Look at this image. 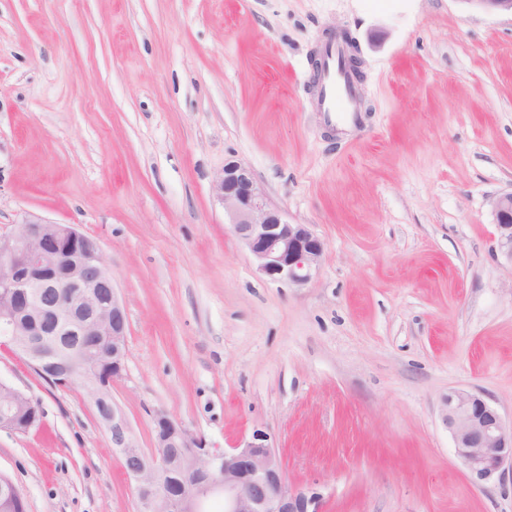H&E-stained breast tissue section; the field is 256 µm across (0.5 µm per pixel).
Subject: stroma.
Listing matches in <instances>:
<instances>
[{"mask_svg": "<svg viewBox=\"0 0 512 512\" xmlns=\"http://www.w3.org/2000/svg\"><path fill=\"white\" fill-rule=\"evenodd\" d=\"M347 30L359 125L309 103ZM248 166L325 241L297 287L258 273L216 180ZM512 190V16L464 0H0V228L95 240L128 314L112 396L227 448L268 430L326 512H512L473 484L440 408L475 389L512 420V264L490 201ZM42 414L0 430L26 512H137L91 397L0 348Z\"/></svg>", "mask_w": 512, "mask_h": 512, "instance_id": "obj_1", "label": "stroma"}]
</instances>
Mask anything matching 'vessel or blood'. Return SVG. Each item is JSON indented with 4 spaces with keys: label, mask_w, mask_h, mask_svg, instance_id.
Listing matches in <instances>:
<instances>
[{
    "label": "vessel or blood",
    "mask_w": 512,
    "mask_h": 512,
    "mask_svg": "<svg viewBox=\"0 0 512 512\" xmlns=\"http://www.w3.org/2000/svg\"><path fill=\"white\" fill-rule=\"evenodd\" d=\"M325 66L314 82L315 109L333 124L348 126L357 118L359 88L346 67L347 51L332 40L322 47Z\"/></svg>",
    "instance_id": "obj_1"
}]
</instances>
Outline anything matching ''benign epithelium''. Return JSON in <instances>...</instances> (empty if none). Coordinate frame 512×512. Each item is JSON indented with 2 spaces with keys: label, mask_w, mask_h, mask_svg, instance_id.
<instances>
[{
  "label": "benign epithelium",
  "mask_w": 512,
  "mask_h": 512,
  "mask_svg": "<svg viewBox=\"0 0 512 512\" xmlns=\"http://www.w3.org/2000/svg\"><path fill=\"white\" fill-rule=\"evenodd\" d=\"M490 13L512 14V0H463ZM219 196L234 234L259 273L303 286L316 274L325 242L308 224H293L271 206L252 171L224 163ZM500 255L512 263V191L492 201ZM127 312L95 240L71 224L26 215L0 231V347L19 350L33 369L59 387L74 370L51 362L48 344L73 336L71 352L94 350L100 363L84 388L112 447L134 481L139 512H207L220 497L224 512H324L313 484L288 483L271 434L255 428L233 448H209L182 422L159 414L154 448L137 446L112 384L125 372ZM442 422L456 456L476 484L512 475V425L481 393L452 388L442 400Z\"/></svg>",
  "instance_id": "1"
}]
</instances>
